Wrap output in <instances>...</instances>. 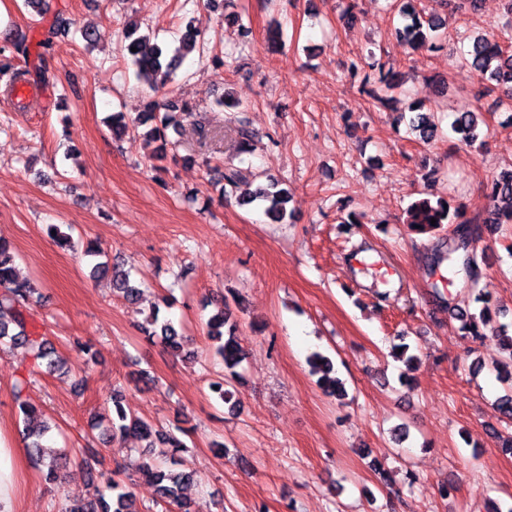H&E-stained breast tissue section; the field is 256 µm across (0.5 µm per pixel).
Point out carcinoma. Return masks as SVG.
Listing matches in <instances>:
<instances>
[{"label": "carcinoma", "mask_w": 512, "mask_h": 512, "mask_svg": "<svg viewBox=\"0 0 512 512\" xmlns=\"http://www.w3.org/2000/svg\"><path fill=\"white\" fill-rule=\"evenodd\" d=\"M386 9L398 16L397 32L412 49H438L447 39L443 31L441 15L423 5V0H387ZM150 37L138 33L132 27L125 32L124 43L120 53L130 59L135 67L137 78L149 89L157 93L174 79L183 58L200 45L201 33L189 22L179 38V45L169 50L159 44H149ZM137 51H131V48ZM369 67L379 70L383 91H393L402 84L395 74L384 71L385 63L371 57ZM461 71L470 76H477L494 84L501 96L498 105L512 111V37L508 30L499 34H478L471 38V44L463 51L458 60ZM190 111V107L174 96L156 97L147 101L145 109L137 118L127 120L122 112L112 114L109 128L112 137L118 140H137L141 136L160 141L156 158H164L167 146L166 131L180 125L178 115ZM409 118V126L418 133L421 141L429 143L438 128L437 113L426 104L418 102L407 104V112L400 118ZM482 125L481 113L466 110L457 112L451 123L452 130L460 135V142L472 146L480 136ZM489 207L482 221L471 220L464 216L461 206L452 201L439 198L420 197L406 209V224L411 231L425 234L440 228L444 224L457 225V243L448 245L447 250L437 248L430 260L433 264L448 261L452 265L460 262L461 270L470 282V301L475 304V311L451 309L452 314L461 322L464 335L475 340L483 338L481 327L488 325L500 314L493 301L492 291L480 285L483 278L484 253L470 248V244L482 238L480 224H512V171H505L493 178L486 186ZM291 195L288 189L274 176H267V182L258 186L252 193L239 200L241 205H250L255 201L265 204L267 217L275 224H285L293 217L288 209ZM436 223H431V219ZM464 251L461 259H455L458 251ZM112 274V288L115 292L133 303L142 294L140 284L131 276L130 271L118 265L96 261L91 267V274ZM38 287L35 283L19 278L16 270V255L10 244L0 239V349L22 346L27 348L35 362L52 373L62 368V362L54 355L49 340L40 334L36 327L27 320L26 312L30 308ZM206 335L217 343L216 353L224 361V376L212 380L209 384L211 393L226 404L237 403V386L244 383L238 368L244 360V349L239 336V325L233 317L228 300L218 308L206 321ZM144 334L154 343L178 353L182 350V336L172 323L159 322L158 311H153L151 327ZM500 349L505 362L501 363L502 379L506 383L504 394L499 396L495 407L502 418L512 420V335L509 326L502 324L498 330ZM312 374L318 376V384L326 395L342 401L347 392L344 383L336 377L335 366L331 358L314 352L308 358ZM29 379L20 377L15 382L11 396L23 417L24 435L29 440L28 448L36 465L42 467V473L48 481H56L61 468V461L67 455L45 458L41 451L42 440L50 432L49 422L41 409L31 403L26 395ZM112 406H107L94 416L92 427L101 428L112 433V438L124 440L135 438L145 443L147 448L167 447L180 451L186 444L171 430L158 426L151 421L129 413L122 404L120 393H112ZM136 469L152 481L161 501L168 512H191L190 504L183 497V490L193 476L186 458L171 456L169 461L158 463L143 454ZM64 512H141L136 506L134 493L119 480H112V497L100 495L93 499L68 503Z\"/></svg>", "instance_id": "obj_1"}]
</instances>
